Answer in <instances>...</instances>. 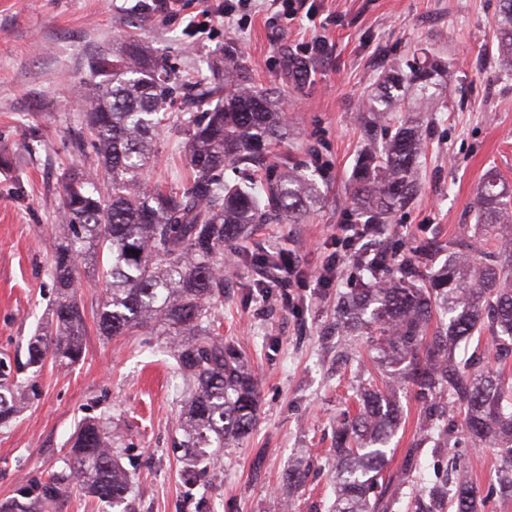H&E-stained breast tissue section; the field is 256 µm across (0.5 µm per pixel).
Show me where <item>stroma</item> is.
<instances>
[{
	"instance_id": "1",
	"label": "stroma",
	"mask_w": 512,
	"mask_h": 512,
	"mask_svg": "<svg viewBox=\"0 0 512 512\" xmlns=\"http://www.w3.org/2000/svg\"><path fill=\"white\" fill-rule=\"evenodd\" d=\"M219 2L177 0L168 12L158 0H0V152L8 158L0 166V358H24L54 298L56 173L82 158L72 143L81 123L73 95L92 57L129 32L199 77L209 76L215 54L234 47L254 83L279 92L291 129L283 151L291 162L321 169L323 201L303 223L258 226L254 241L287 249L312 276L330 261L331 237L347 219L348 187L365 143L363 98L385 71L424 54L440 57L448 78L424 115L420 191L393 213L389 236L409 247L460 235L488 251L511 245L482 235L475 205L489 177L512 189V70L498 62L500 0H309L312 15L291 21L255 0L245 21L216 16L207 30L194 28L201 11ZM34 135L43 142L35 154L25 149ZM80 276L90 283L80 294L83 357L68 368L45 363L29 378L20 413L0 426V502L66 470L75 428L97 420L133 479L126 512H328L336 422L355 413L358 381L388 377L364 346L338 362L328 332L337 291L363 285L358 271L346 269L338 286L287 307L280 289L257 288L253 265L239 259L225 266L220 332L258 381L257 421L249 437L225 445L220 481L202 473L191 486L171 450L186 395L169 338L149 325L101 335V274L84 265ZM398 400L403 417L387 472L407 474L406 495L445 480L452 457L480 490L493 484L499 452L466 442L448 453L423 448L418 469L405 472L422 425L413 395L402 390ZM297 466L305 485L292 495L285 477Z\"/></svg>"
}]
</instances>
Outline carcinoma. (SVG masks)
Returning <instances> with one entry per match:
<instances>
[{"label":"carcinoma","instance_id":"carcinoma-1","mask_svg":"<svg viewBox=\"0 0 512 512\" xmlns=\"http://www.w3.org/2000/svg\"><path fill=\"white\" fill-rule=\"evenodd\" d=\"M496 33L498 54L512 67V0H502ZM405 73L380 76L381 91L365 106L374 119L412 107L395 117L396 131L370 140L349 188L352 211L365 234L376 239L397 210L419 190L421 130L414 113L431 96L445 65L426 55ZM212 76L201 79L177 69L128 33L90 62L82 95L91 161L58 169L62 189L58 233L52 242L55 288L46 332L30 337L21 368L40 371L46 360L59 366L79 362L85 336L78 273L86 257L106 254L104 300L97 313L104 336H122L148 324L179 337L174 356L192 387L182 418V438L171 448L187 461L217 466L225 441L244 439L256 422L258 383L242 352L219 335L224 299V246L267 273L288 276L282 251H257L259 224H299L322 201L317 180L288 159L271 160L272 148L288 141V119L279 99L256 90L244 61L212 59ZM179 128L183 177L170 188L150 186L145 176L161 153L159 136ZM240 174L224 181V170ZM478 217L488 236L512 224V192L490 179L477 192ZM433 242L423 239L409 252L395 242L351 255L352 267L370 285L336 298V333L349 344L366 337L375 360L394 369V382L420 405L427 442L454 448L441 423L461 417L459 435L478 448H496L503 470L495 488L512 498V382L448 350L484 329L493 332L489 352L512 357V252L482 255L468 239L448 242V258L420 284L421 267ZM0 360V423L20 409L21 383ZM358 414L336 425L335 498L331 512H399L402 483L385 478L400 407L389 387L361 386ZM69 473L53 476L18 496L0 512H35L58 500L76 479L91 496L120 506L129 478L113 454L112 441L96 421L72 436ZM480 490L461 466L449 482L419 490L413 512H479Z\"/></svg>","mask_w":512,"mask_h":512}]
</instances>
